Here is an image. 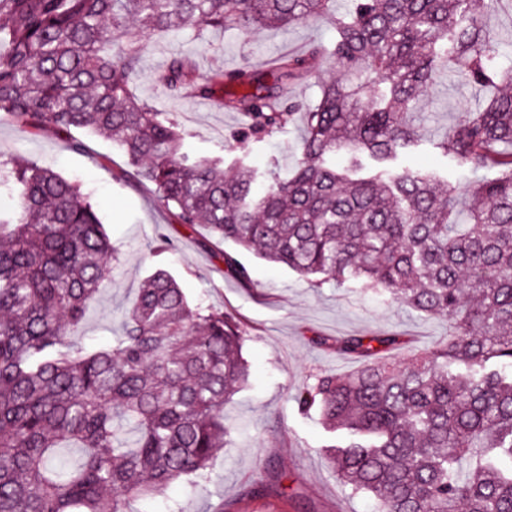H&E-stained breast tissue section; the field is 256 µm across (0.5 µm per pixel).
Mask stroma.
Instances as JSON below:
<instances>
[{
	"instance_id": "1",
	"label": "stroma",
	"mask_w": 512,
	"mask_h": 512,
	"mask_svg": "<svg viewBox=\"0 0 512 512\" xmlns=\"http://www.w3.org/2000/svg\"><path fill=\"white\" fill-rule=\"evenodd\" d=\"M334 39L333 29L323 21L247 35L233 28L210 30L202 37L193 30L151 33L143 39L133 92L174 116L197 155L221 156L229 162L243 154L251 168L264 171L275 163L284 171L299 157L300 126L275 131L260 141L236 140V132L249 123L245 113L224 111L205 99L170 95L156 84L155 75L175 57L191 61L197 75L205 78L245 63L264 71L282 52L316 48L320 55L315 76L287 91L289 99L311 104L319 94V78L341 72L331 53ZM481 101L474 91L443 80L420 104L426 133L403 156V164L435 170L461 189L469 185L471 173L437 144L449 126L475 111ZM89 148V154L74 153L63 137L50 131H23L12 117L0 114V161L31 160L81 186L119 250L120 261L91 306L82 334L100 344L110 343L123 329L124 313L133 305L140 281L160 267L175 276L189 298L206 297L215 307L238 316L251 336L243 349L250 382L224 408V420L234 430L232 446L217 458L211 482L193 488L174 485L170 497L183 512H211L219 502L224 512H377L370 496L352 493L337 480L325 453L328 437L319 417L299 412L293 386L312 373L345 375L356 367L350 357L314 347L312 336L399 334L406 343L387 359L401 366L447 336V318L422 315L390 294L354 282L328 281L312 287L287 267L224 242V252L251 271V285H243L215 258L205 226L183 229L145 187L117 180L125 159L111 141L93 138ZM163 230L175 239L176 247L156 258L152 246ZM270 461L280 476V493L245 497L248 481L261 477Z\"/></svg>"
}]
</instances>
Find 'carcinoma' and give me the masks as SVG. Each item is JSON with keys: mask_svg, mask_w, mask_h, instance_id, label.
<instances>
[{"mask_svg": "<svg viewBox=\"0 0 512 512\" xmlns=\"http://www.w3.org/2000/svg\"><path fill=\"white\" fill-rule=\"evenodd\" d=\"M0 0V112L50 130L76 153L81 134L117 145L125 181L149 188L179 224L309 279L355 280L408 308L446 316L451 334L405 367L378 358L395 333L316 336L357 360L295 388L299 411L338 437L329 462L378 512H512V65L499 62L492 20L512 0ZM331 21L343 77L313 104L280 90L312 75L284 53L273 83L249 64L198 77L173 59L167 89L216 97L252 115L243 139L296 121L300 157L283 177L195 155L167 112L131 92L146 31ZM125 52L112 55V44ZM485 89L482 106L438 143L477 174L458 190L396 166L423 137L415 105L442 78ZM269 180L258 194V178ZM0 512H133L136 499L209 481L232 440L224 405L249 380L240 320L190 300L164 269L138 289L121 334L75 338L116 249L89 200L36 162H0ZM243 284L249 269L219 252ZM75 443L69 466L63 448Z\"/></svg>", "mask_w": 512, "mask_h": 512, "instance_id": "obj_1", "label": "carcinoma"}]
</instances>
